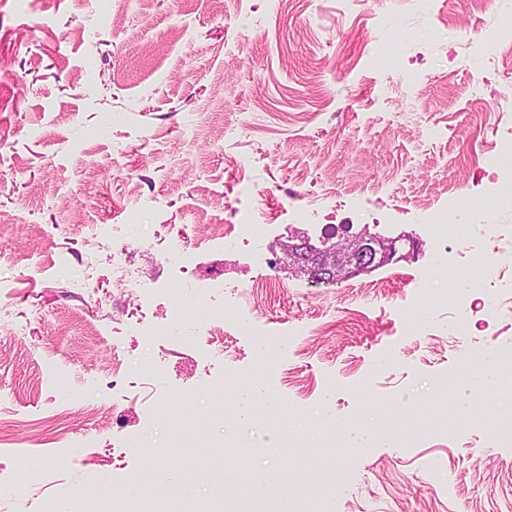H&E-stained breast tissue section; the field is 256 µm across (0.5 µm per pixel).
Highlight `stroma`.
Instances as JSON below:
<instances>
[{"label": "stroma", "mask_w": 512, "mask_h": 512, "mask_svg": "<svg viewBox=\"0 0 512 512\" xmlns=\"http://www.w3.org/2000/svg\"><path fill=\"white\" fill-rule=\"evenodd\" d=\"M504 15L512 0H433L427 12L410 0H0V280L6 318L27 326L0 335V512H38L33 466L74 497L91 479L116 497L126 474L182 472L181 455H149L182 424L142 428L160 394L203 380L231 407L285 406L225 465L230 477L325 483L334 512H512V447L471 425L512 407V380L461 369L467 353L512 348V248L494 252L480 228L434 240L421 208L482 196L488 158L512 138V42L485 37ZM238 209L269 224L267 266L207 241ZM366 228L409 235L400 249L414 258L315 284L282 250L293 233L319 245ZM93 233L149 293L115 287L104 256L84 280ZM177 247L195 263L174 265ZM436 254L473 277L467 310L439 299L457 284L433 275ZM480 257L504 275L478 278ZM217 272L253 289L223 360L202 362L196 317L143 344L131 325L163 319L166 286ZM256 323L313 330L267 382L250 376ZM143 357L163 379L113 376ZM228 364L243 387H225ZM57 367L118 418L62 416ZM437 397L458 410L453 440L403 448L379 435L309 449L303 465L278 442L354 421L412 426ZM60 437L84 439L83 453L59 456Z\"/></svg>", "instance_id": "1"}]
</instances>
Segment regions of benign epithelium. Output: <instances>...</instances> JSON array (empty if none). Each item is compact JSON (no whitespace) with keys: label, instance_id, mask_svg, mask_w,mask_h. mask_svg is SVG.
<instances>
[{"label":"benign epithelium","instance_id":"1","mask_svg":"<svg viewBox=\"0 0 512 512\" xmlns=\"http://www.w3.org/2000/svg\"><path fill=\"white\" fill-rule=\"evenodd\" d=\"M285 250L294 264L302 260L303 255H309L312 273L316 279L324 282L368 274L383 264L412 255L410 251L399 253L397 240L378 238L367 232L350 240L338 241L325 249L291 240L285 244Z\"/></svg>","mask_w":512,"mask_h":512}]
</instances>
